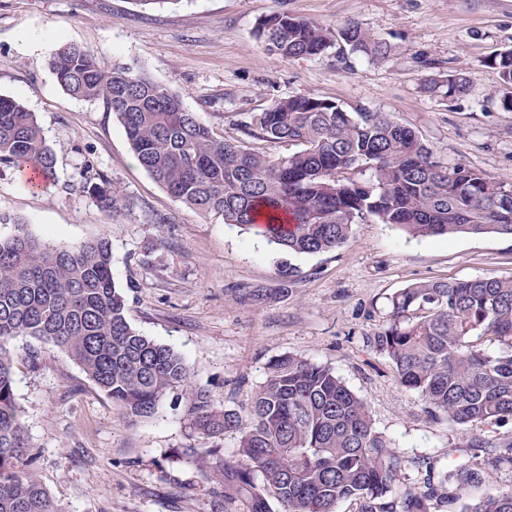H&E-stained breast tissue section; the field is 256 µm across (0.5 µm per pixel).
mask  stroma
I'll use <instances>...</instances> for the list:
<instances>
[{"label":"stroma","instance_id":"35a3bbf8","mask_svg":"<svg viewBox=\"0 0 512 512\" xmlns=\"http://www.w3.org/2000/svg\"><path fill=\"white\" fill-rule=\"evenodd\" d=\"M274 12L358 21L393 55L382 64L334 49L273 58L254 29ZM65 43L89 48L106 68H143L225 136L275 99L312 94L348 110L390 113L444 165L507 179L512 111L487 60L512 47V0H179L151 9L138 0H0V95L36 113L56 156L44 189L0 164L1 237L23 224L59 246L109 238L129 322L177 353L197 387L225 408L243 410L280 355L330 366L406 459L395 492L422 486L425 457L436 463L435 479L469 461L483 467L485 488H512V464L464 445L471 435H512V423L459 428L431 419L390 360L364 343L387 320L390 297L412 284L512 278V237L421 238L369 220L352 225L336 250L279 252L222 216L175 202L135 161L118 119L61 88L48 62ZM456 73L465 94L427 90L429 79ZM89 173L111 177L126 208L101 212L82 190ZM255 288L264 300L247 299ZM13 347L33 474L63 512H246L244 501L224 497V467L241 463L237 435L225 434L219 453L206 455L176 394L152 417L134 418L58 348L28 336ZM485 488L471 490L470 500Z\"/></svg>","mask_w":512,"mask_h":512}]
</instances>
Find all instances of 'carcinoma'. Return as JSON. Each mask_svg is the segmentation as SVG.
<instances>
[{
  "mask_svg": "<svg viewBox=\"0 0 512 512\" xmlns=\"http://www.w3.org/2000/svg\"><path fill=\"white\" fill-rule=\"evenodd\" d=\"M255 36L265 50L289 60L332 48L384 62L390 45L356 21L335 28L272 13ZM488 65L512 89V48ZM50 66L71 97L100 102L121 122L137 163L166 192L202 215L254 229L279 250L333 251L351 226L374 219L412 236H512V182L463 164L444 166L410 128L386 112L359 109L313 95L274 100L243 126L246 138L224 137L202 123L179 93L142 68L100 65L88 48L67 43ZM467 92L459 74L428 89ZM266 143L253 148L248 139ZM296 147L280 154L277 147ZM0 163L18 171L51 172L55 157L36 114L0 95ZM84 188L107 213L121 199L112 178L93 175ZM490 335L500 348L470 344ZM30 336L65 351L126 414L148 418L163 396L184 394L190 432L205 440L239 437L246 465H224V496L243 497L248 512H335L357 498L362 512H432L453 508L485 484L473 463L455 469L457 493L425 483L390 498L404 460L373 428L366 404L328 366L283 354L268 367L245 412L216 405L196 389L177 354L140 334L127 319L125 296L112 278L105 237L54 246L22 225L0 238V512H62L33 476L34 457L14 394L10 343ZM386 355L403 386L420 393L435 420L464 427L512 420V279L412 284L391 298L389 320L366 336ZM467 448H487L512 463V437L482 436ZM462 512H512V488L490 489Z\"/></svg>",
  "mask_w": 512,
  "mask_h": 512,
  "instance_id": "1",
  "label": "carcinoma"
}]
</instances>
